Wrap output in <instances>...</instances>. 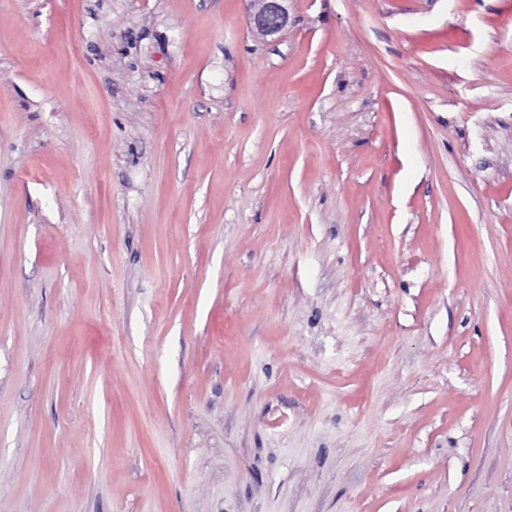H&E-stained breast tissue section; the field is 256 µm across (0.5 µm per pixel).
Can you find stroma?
I'll return each mask as SVG.
<instances>
[{
	"mask_svg": "<svg viewBox=\"0 0 512 512\" xmlns=\"http://www.w3.org/2000/svg\"><path fill=\"white\" fill-rule=\"evenodd\" d=\"M0 0V512H512V0ZM290 0H251L249 25L263 40L276 42L291 24Z\"/></svg>",
	"mask_w": 512,
	"mask_h": 512,
	"instance_id": "35a3bbf8",
	"label": "stroma"
}]
</instances>
